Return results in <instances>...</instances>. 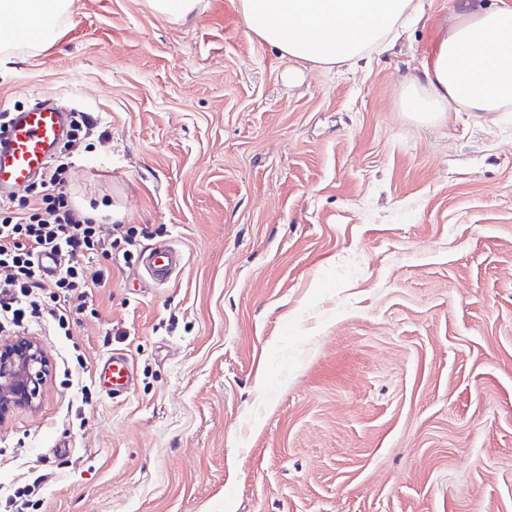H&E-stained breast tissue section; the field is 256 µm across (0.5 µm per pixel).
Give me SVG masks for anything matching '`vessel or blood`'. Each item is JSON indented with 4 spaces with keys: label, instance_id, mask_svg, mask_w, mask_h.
Instances as JSON below:
<instances>
[{
    "label": "vessel or blood",
    "instance_id": "obj_1",
    "mask_svg": "<svg viewBox=\"0 0 512 512\" xmlns=\"http://www.w3.org/2000/svg\"><path fill=\"white\" fill-rule=\"evenodd\" d=\"M67 120L66 108L50 99L16 114L0 135V194L26 187L38 176L64 138ZM183 262L182 251L171 243L154 245L140 257L143 273L157 284L166 283ZM96 373L103 388L115 397L134 384L130 361L120 352L103 358Z\"/></svg>",
    "mask_w": 512,
    "mask_h": 512
}]
</instances>
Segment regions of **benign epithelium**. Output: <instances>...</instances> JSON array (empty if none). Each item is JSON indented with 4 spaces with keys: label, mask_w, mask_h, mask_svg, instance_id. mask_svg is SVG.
Instances as JSON below:
<instances>
[{
    "label": "benign epithelium",
    "mask_w": 512,
    "mask_h": 512,
    "mask_svg": "<svg viewBox=\"0 0 512 512\" xmlns=\"http://www.w3.org/2000/svg\"><path fill=\"white\" fill-rule=\"evenodd\" d=\"M51 370L49 356L34 337L0 345V424L19 409L38 406Z\"/></svg>",
    "instance_id": "obj_1"
}]
</instances>
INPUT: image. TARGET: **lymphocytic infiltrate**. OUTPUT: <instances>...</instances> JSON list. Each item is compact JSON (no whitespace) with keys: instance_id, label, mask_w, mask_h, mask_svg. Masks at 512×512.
Instances as JSON below:
<instances>
[{"instance_id":"lymphocytic-infiltrate-1","label":"lymphocytic infiltrate","mask_w":512,"mask_h":512,"mask_svg":"<svg viewBox=\"0 0 512 512\" xmlns=\"http://www.w3.org/2000/svg\"><path fill=\"white\" fill-rule=\"evenodd\" d=\"M90 128L83 114L72 113L70 133L62 152L40 178L39 197L18 207L0 205V333L16 334L39 326L52 315L57 331L70 332L81 315L91 311L93 291L101 280L87 279L84 264L121 249L125 265L137 259L136 227L117 225L113 239H102L96 220L75 208L67 154ZM61 256L58 273L43 277L40 253Z\"/></svg>"}]
</instances>
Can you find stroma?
Segmentation results:
<instances>
[{
  "label": "stroma",
  "mask_w": 512,
  "mask_h": 512,
  "mask_svg": "<svg viewBox=\"0 0 512 512\" xmlns=\"http://www.w3.org/2000/svg\"><path fill=\"white\" fill-rule=\"evenodd\" d=\"M453 2L353 69L289 61L236 0H75L53 45L0 49V110L94 120L71 184L100 235L185 254L163 286L96 257L95 314L35 330L0 512H512V110L402 106ZM201 0H148L158 14L178 21H187L196 12ZM102 387L112 397L126 393L134 385V371L128 357L120 352H112L96 367Z\"/></svg>",
  "instance_id": "obj_1"
}]
</instances>
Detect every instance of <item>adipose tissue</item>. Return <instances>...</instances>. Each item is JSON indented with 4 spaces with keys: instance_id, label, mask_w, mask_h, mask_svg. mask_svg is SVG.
<instances>
[{
    "instance_id": "adipose-tissue-1",
    "label": "adipose tissue",
    "mask_w": 512,
    "mask_h": 512,
    "mask_svg": "<svg viewBox=\"0 0 512 512\" xmlns=\"http://www.w3.org/2000/svg\"><path fill=\"white\" fill-rule=\"evenodd\" d=\"M73 0H0V46L13 45L21 25L53 22L38 50L52 42ZM247 30L289 60L334 68L356 65L390 43L418 12V0H236ZM497 72L512 84V7L494 0H456L432 63L423 65L405 105L419 118L454 110L491 114L512 107V91L486 80Z\"/></svg>"
}]
</instances>
